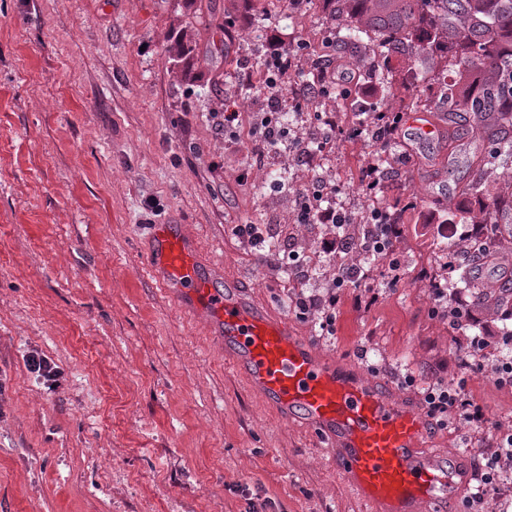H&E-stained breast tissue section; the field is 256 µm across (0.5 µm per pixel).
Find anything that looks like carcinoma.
<instances>
[{"label":"carcinoma","mask_w":512,"mask_h":512,"mask_svg":"<svg viewBox=\"0 0 512 512\" xmlns=\"http://www.w3.org/2000/svg\"><path fill=\"white\" fill-rule=\"evenodd\" d=\"M336 0L339 41L348 46L367 41L371 56L423 58V84L448 76L452 106L431 112L448 125V149L471 136L470 174L458 191L487 201L479 220L499 224L512 215V187L500 183L496 161L512 159V0ZM190 39L169 47L173 62L191 57ZM483 274L462 266L460 281L483 309H490L508 332L512 322V279L503 276L495 288H481Z\"/></svg>","instance_id":"carcinoma-1"}]
</instances>
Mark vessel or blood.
Masks as SVG:
<instances>
[{
    "label": "vessel or blood",
    "instance_id": "b4317fda",
    "mask_svg": "<svg viewBox=\"0 0 512 512\" xmlns=\"http://www.w3.org/2000/svg\"><path fill=\"white\" fill-rule=\"evenodd\" d=\"M148 250L157 282L204 319L251 391L318 431L337 472L371 512H427L468 479L459 455L423 454L429 425L414 402L394 399L387 382L325 357L286 319L248 299L216 260L201 259L184 225H154Z\"/></svg>",
    "mask_w": 512,
    "mask_h": 512
}]
</instances>
